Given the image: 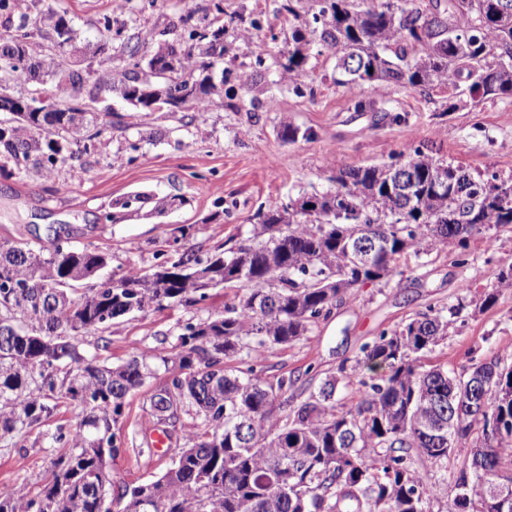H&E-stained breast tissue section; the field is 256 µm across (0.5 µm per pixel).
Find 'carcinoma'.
Instances as JSON below:
<instances>
[{"label":"carcinoma","mask_w":512,"mask_h":512,"mask_svg":"<svg viewBox=\"0 0 512 512\" xmlns=\"http://www.w3.org/2000/svg\"><path fill=\"white\" fill-rule=\"evenodd\" d=\"M125 2L96 19L108 65L94 68L57 62L77 39L67 8L33 15L0 0V112H12L0 121V157L17 171L52 181L94 145L112 126V113L89 111L106 92L121 93L133 112L150 111L161 95L201 121L222 99L208 72L224 58V0L184 6L159 33L117 44L141 11ZM311 2L309 27L336 59L338 85H366L380 98L392 85L512 97V0H379L364 9L357 0ZM173 31L187 36L184 46L165 40ZM291 40L296 48L281 70L299 91L306 55L297 45L306 37L295 29ZM166 59L176 68L161 77L154 64ZM45 76L58 89L51 109L19 111L21 97L7 83H31L37 95ZM80 130L87 135L75 149L70 134ZM408 172L415 183L401 194L396 180ZM502 182L512 186V178L474 174L417 147L403 162L338 170L333 194L260 208L252 237L234 250L203 257L182 243L156 253L150 269L130 264L89 294L74 285L107 253L71 245L69 232L50 248L1 243L0 434L41 424L64 400L84 410L74 428L53 436L68 450L51 460L47 482L1 496L0 512H431L435 487L414 457L438 464L462 448L468 457L451 476L444 512H512V363L473 360L459 373L418 364L447 336L440 313L419 312L362 347V362L384 370L379 379L343 364L296 405L288 395L296 379L273 384L257 368L355 288L389 281L401 254L450 244L463 251L483 226L512 224V193L491 192ZM364 242L377 245L370 263L341 264ZM219 287L244 293L181 328L176 353L163 359L168 376L150 397L152 416L180 427L185 447L161 476L132 489L114 484L102 454L119 453L113 428L150 368L143 355L115 368L87 359L77 336L151 308L200 304ZM511 288L512 265L499 270L480 308ZM243 354L253 364L232 367ZM353 383L361 401L338 408V387ZM487 485L502 488L503 500L487 498Z\"/></svg>","instance_id":"obj_1"}]
</instances>
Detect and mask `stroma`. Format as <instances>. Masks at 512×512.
<instances>
[{"label": "stroma", "instance_id": "stroma-1", "mask_svg": "<svg viewBox=\"0 0 512 512\" xmlns=\"http://www.w3.org/2000/svg\"><path fill=\"white\" fill-rule=\"evenodd\" d=\"M111 0H65L79 32L73 60L94 66L106 63L97 53L94 22L110 8ZM276 0H224L226 15L260 17L261 34L270 41L271 54L260 67L256 85L244 90L235 73L254 66L249 39L226 33L224 99L205 122L191 112H143L133 127L114 124L100 142L79 161L45 182L13 167L0 171V242L26 237L50 246L54 230L69 225L76 246L92 245L111 256L109 272H121L135 263L155 262V253L168 250L173 228L191 226L190 246L207 255L246 241L261 205L288 203L302 194L336 189L337 170L380 165L427 145L434 156L472 172H495L512 177V98L474 101L469 94L445 88L423 93L390 86L385 97L390 119L372 110L359 111L356 99L364 89L335 84V60L316 44L308 55L303 94L282 80L278 62L288 50L290 27L305 28V19L289 20L275 11ZM295 129L294 139L282 136ZM141 193L146 201L123 219L107 223L103 215L119 200ZM468 262L459 266L451 250L428 255L408 252L398 261V273L389 282L368 283L353 297L319 319L308 336L268 354L265 367L270 382L287 375H310L320 382L339 366H354L362 347L382 332L397 328L418 312L447 314L448 335L423 359L426 367L451 370L468 365L470 358L512 355V290L497 302L478 310L475 299L491 290L498 271L512 264V226L474 233L468 240ZM233 290H210L196 306L151 310L114 322L100 333L78 336L85 358L111 366L132 356H149L154 374L132 391L115 427L121 438L112 462V479L135 486L163 474L183 447L173 434L166 447L152 445L157 426L149 399L162 385V360L170 356L181 327L222 310ZM108 337V350L98 349ZM83 408L60 404L56 413L32 429L0 437V495L20 484L37 489L62 450L52 439L57 429H72Z\"/></svg>", "mask_w": 512, "mask_h": 512}]
</instances>
